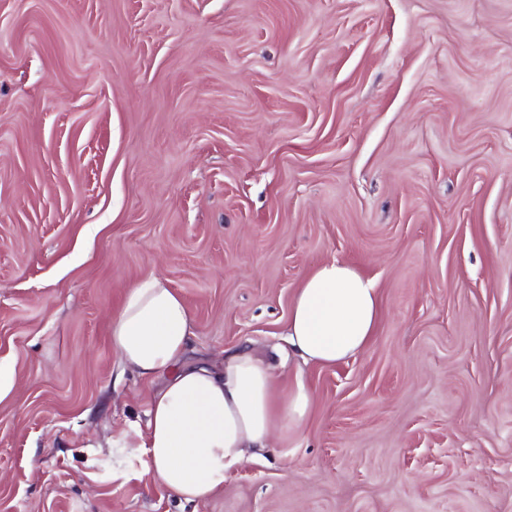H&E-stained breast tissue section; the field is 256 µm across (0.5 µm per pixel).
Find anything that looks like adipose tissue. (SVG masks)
Returning a JSON list of instances; mask_svg holds the SVG:
<instances>
[{
    "label": "adipose tissue",
    "mask_w": 512,
    "mask_h": 512,
    "mask_svg": "<svg viewBox=\"0 0 512 512\" xmlns=\"http://www.w3.org/2000/svg\"><path fill=\"white\" fill-rule=\"evenodd\" d=\"M379 311L372 280L338 260L324 261L295 293L288 346L305 365L344 361L366 347ZM194 335L183 298L153 275L128 289L110 332L120 363L160 382L146 430L121 431L114 444L144 449L159 484L186 502L207 499L273 436L299 428L311 402L300 378L281 393L273 365L253 351L227 354L217 368L188 361Z\"/></svg>",
    "instance_id": "obj_1"
}]
</instances>
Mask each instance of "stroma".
<instances>
[{
	"instance_id": "obj_1",
	"label": "stroma",
	"mask_w": 512,
	"mask_h": 512,
	"mask_svg": "<svg viewBox=\"0 0 512 512\" xmlns=\"http://www.w3.org/2000/svg\"><path fill=\"white\" fill-rule=\"evenodd\" d=\"M330 259L381 314L299 430L192 504L113 447L127 288L218 365ZM0 362V512H512V0H0Z\"/></svg>"
}]
</instances>
